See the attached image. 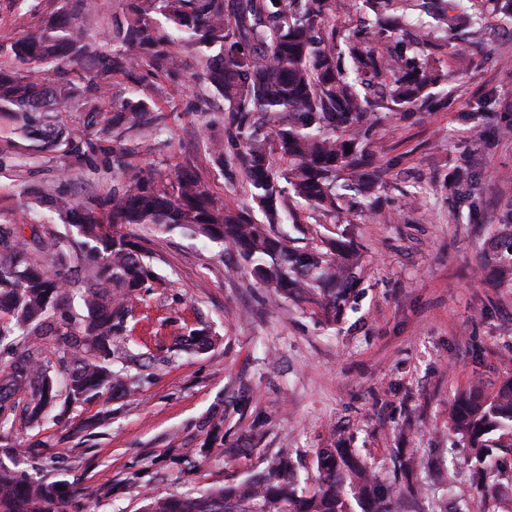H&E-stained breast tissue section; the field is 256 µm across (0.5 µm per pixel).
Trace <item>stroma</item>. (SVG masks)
<instances>
[{"label": "stroma", "instance_id": "1", "mask_svg": "<svg viewBox=\"0 0 512 512\" xmlns=\"http://www.w3.org/2000/svg\"><path fill=\"white\" fill-rule=\"evenodd\" d=\"M475 31L438 41L446 79L438 106L380 109L363 126L377 147L370 198L321 216L291 201L292 236L352 239L359 284L342 319L291 300L273 303L224 245L182 230L134 228L166 287L144 294L122 345L132 354L134 394H104L54 406L28 437L12 441L25 469L67 483V512H141L147 496L195 494L244 481L290 454L301 483L314 452L343 442L375 469L409 512L429 499L459 508L474 494L469 448L448 430V405L480 383L498 388L512 365V288L500 287L485 253L512 211V17L492 0H463ZM63 0H0V38L32 32ZM178 82L158 80L140 129L108 135L101 152L28 154L0 120V224H63L47 207L21 213L39 189L86 202L122 191L111 148L127 163L170 175L192 165L229 208L252 206L243 175L227 179L206 149L233 132L220 100L201 83L192 51ZM472 166L475 194L459 195L457 168ZM212 345L186 352L178 341L198 323ZM224 413V437L209 418ZM428 458L423 497L396 475L397 456Z\"/></svg>", "mask_w": 512, "mask_h": 512}]
</instances>
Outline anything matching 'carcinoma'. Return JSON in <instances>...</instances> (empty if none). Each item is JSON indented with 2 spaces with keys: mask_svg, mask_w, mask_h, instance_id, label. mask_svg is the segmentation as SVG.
<instances>
[{
  "mask_svg": "<svg viewBox=\"0 0 512 512\" xmlns=\"http://www.w3.org/2000/svg\"><path fill=\"white\" fill-rule=\"evenodd\" d=\"M380 33L410 23L407 0H362ZM33 33L0 40V55L13 62L0 69V113L9 115L30 149L54 150L64 141L88 151L101 137L141 126L153 103L155 82L175 79L181 53L198 58L199 79L222 101L220 111L235 128L233 151L208 141L215 165L228 179L240 171L258 222L244 209H230L203 185L191 165L168 178L123 163L120 193L87 204L45 192L49 203L76 234L46 230L27 235L22 224H0V442L39 424L64 396L71 405L91 403L106 392L136 391L139 379L112 369L118 339L143 300L162 288L149 252L125 233L132 226L183 228L231 246L249 275L274 296L313 303L335 316L349 302L360 257L335 241L306 243L279 231L288 198L317 211L334 212L346 202L342 190L369 194L366 173L375 153L355 130L373 110L363 76L371 70L391 77L390 100L428 112L437 105L431 89L443 75L405 44L377 55L368 36L323 35L336 0H124L107 33L112 53H102L82 30L96 24L94 0H67ZM432 22L421 26L420 42L438 31L472 29L466 9L450 17L435 0H421ZM93 62L86 83L75 85L65 64ZM126 79L117 90L116 73ZM77 95L90 107L76 123L59 120ZM260 115L262 122L252 121ZM352 148L346 152V148ZM500 283L512 288V219L499 225L489 247ZM70 290L81 294L83 313L64 304ZM50 344L66 367L58 387L54 367L43 356ZM211 344L207 326L189 329L185 350ZM20 412L21 417L11 413ZM448 429L475 451L483 471L501 476L500 454L512 455V374L495 393L472 386L448 408ZM315 479L298 488L297 467L288 455L274 459L264 474L198 495L148 496L143 512H394L392 494L350 449L339 444L316 452ZM63 481L48 482L0 459V512H66Z\"/></svg>",
  "mask_w": 512,
  "mask_h": 512,
  "instance_id": "obj_1",
  "label": "carcinoma"
}]
</instances>
